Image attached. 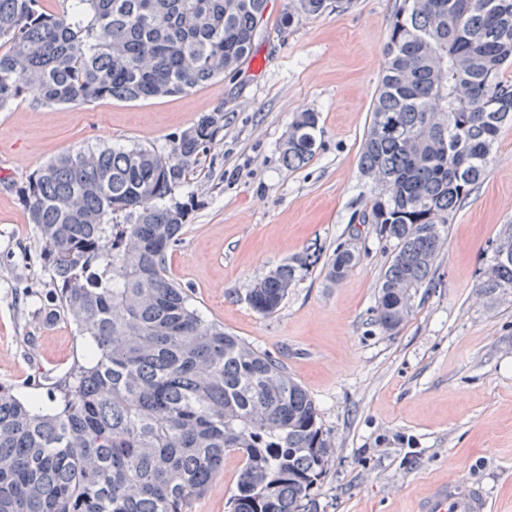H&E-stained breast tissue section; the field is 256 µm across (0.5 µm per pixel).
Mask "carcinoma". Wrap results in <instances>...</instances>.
Masks as SVG:
<instances>
[{
  "label": "carcinoma",
  "instance_id": "carcinoma-1",
  "mask_svg": "<svg viewBox=\"0 0 512 512\" xmlns=\"http://www.w3.org/2000/svg\"><path fill=\"white\" fill-rule=\"evenodd\" d=\"M0 0V112L30 88L46 107L146 101L210 84L252 54L268 0ZM328 0H289L281 29ZM512 0H402L360 169L373 185L362 222L394 242L372 323L393 333L432 285L442 228L512 122ZM224 129L219 106L173 137L168 154L79 148L31 173L19 200L42 244L59 311L89 344L55 383L50 411L0 386V512H189L242 459L231 512H316L310 489L333 446L315 402L267 351L203 317L169 275V251L194 201L175 189ZM316 112L292 122L283 165L320 147ZM356 254L339 244L327 279ZM309 256L270 270L248 293L278 311ZM476 293L512 296L499 246Z\"/></svg>",
  "mask_w": 512,
  "mask_h": 512
}]
</instances>
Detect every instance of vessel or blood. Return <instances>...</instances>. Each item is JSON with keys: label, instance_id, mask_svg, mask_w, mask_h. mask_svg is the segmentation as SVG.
<instances>
[{"label": "vessel or blood", "instance_id": "1", "mask_svg": "<svg viewBox=\"0 0 512 512\" xmlns=\"http://www.w3.org/2000/svg\"><path fill=\"white\" fill-rule=\"evenodd\" d=\"M490 509L486 491L449 476L428 487L417 499L414 512H490Z\"/></svg>", "mask_w": 512, "mask_h": 512}]
</instances>
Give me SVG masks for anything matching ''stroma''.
Returning a JSON list of instances; mask_svg holds the SVG:
<instances>
[{
  "label": "stroma",
  "instance_id": "1",
  "mask_svg": "<svg viewBox=\"0 0 512 512\" xmlns=\"http://www.w3.org/2000/svg\"><path fill=\"white\" fill-rule=\"evenodd\" d=\"M286 2L269 0L239 71L186 94L47 108L31 90L0 112V384L52 408L54 383L87 353L49 298L17 187L81 147L168 153L172 136L220 106L223 131L175 190L195 207L168 268L205 318L278 357L316 403L334 448L310 491L317 512H413L451 474L489 490L492 512H512V302L490 309L475 295L491 245L512 231V126L445 226L432 287L396 332L380 331L371 310L393 245L360 219L371 193L358 161L399 0H332L284 33ZM305 111L319 115L321 146L290 170L281 147ZM340 243L358 262L333 283ZM314 251L276 313L250 308L257 280ZM239 466L227 455L191 512H229Z\"/></svg>",
  "mask_w": 512,
  "mask_h": 512
}]
</instances>
